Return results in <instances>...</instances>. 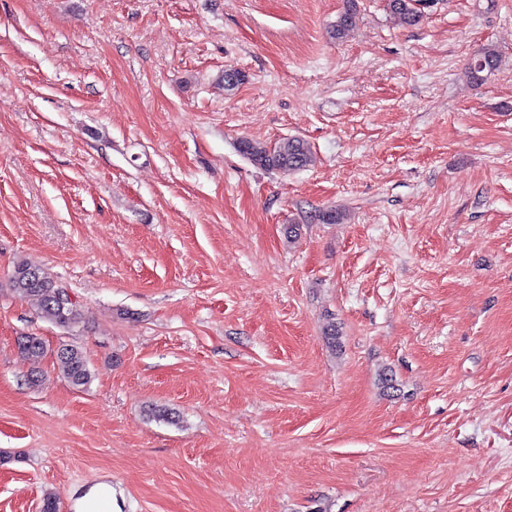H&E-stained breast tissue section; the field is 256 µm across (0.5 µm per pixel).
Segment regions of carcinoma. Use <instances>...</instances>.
Here are the masks:
<instances>
[{"label": "carcinoma", "mask_w": 512, "mask_h": 512, "mask_svg": "<svg viewBox=\"0 0 512 512\" xmlns=\"http://www.w3.org/2000/svg\"><path fill=\"white\" fill-rule=\"evenodd\" d=\"M355 0H346V8L340 13L329 34L338 40L352 26V11ZM426 0H387L388 10L407 25L418 24L423 16L421 7ZM501 64L498 50L484 47L468 63L466 75L479 84L497 71ZM238 152L254 166L267 171L288 173L306 168L313 162V153L304 140L289 137L267 145L243 137L237 142ZM12 292L18 298L34 305L43 318L55 326L71 330L82 322V313L77 302L60 303L56 293L60 284L42 267L26 260L17 261L10 278ZM20 354L28 360L44 356L46 344L39 336L28 335L18 343ZM60 375L72 386L83 388L92 380V372L86 352L75 345H61L56 353Z\"/></svg>", "instance_id": "obj_1"}]
</instances>
